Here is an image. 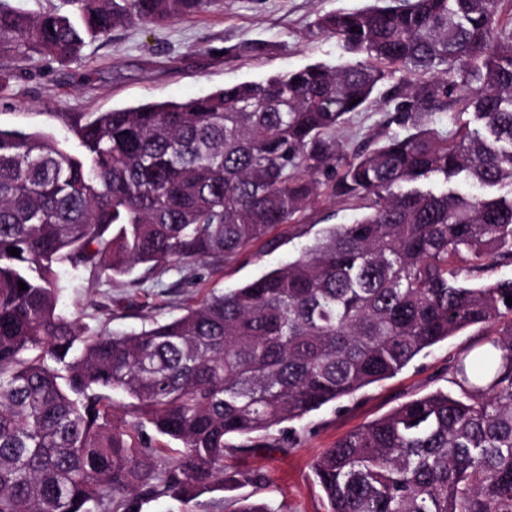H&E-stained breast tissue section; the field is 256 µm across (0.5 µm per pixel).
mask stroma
I'll use <instances>...</instances> for the list:
<instances>
[{
	"instance_id": "obj_1",
	"label": "stroma",
	"mask_w": 512,
	"mask_h": 512,
	"mask_svg": "<svg viewBox=\"0 0 512 512\" xmlns=\"http://www.w3.org/2000/svg\"><path fill=\"white\" fill-rule=\"evenodd\" d=\"M377 2L221 0L205 12L165 26L118 28L110 40L89 44L81 61L38 59L15 67L9 93L0 98V125L62 138L68 133L69 113L203 96L313 63L335 65L346 55L336 39L316 31L315 18ZM245 42L264 43L268 51L259 56H224L225 47ZM390 110L380 99L350 116L341 134L346 156L385 131ZM320 182L319 199L295 221L278 226L217 267L193 263L185 272L171 269L159 275L137 267L129 275L93 286L83 271L57 266L59 306L78 316L88 333L130 331L178 316L203 297L245 285L297 256L324 227L349 224L358 217L354 206L332 196L331 175H322ZM486 334L485 328H469L419 356L395 377L323 406L303 421L281 424L270 431L263 447L226 455L225 467L259 476L256 483L240 488V495L272 503L279 512H327L312 470L316 455L403 402L435 390L458 394L453 367L462 355L481 348ZM230 498V492L215 491L185 501H146L140 512H229Z\"/></svg>"
}]
</instances>
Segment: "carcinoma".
Returning <instances> with one entry per match:
<instances>
[{"mask_svg": "<svg viewBox=\"0 0 512 512\" xmlns=\"http://www.w3.org/2000/svg\"><path fill=\"white\" fill-rule=\"evenodd\" d=\"M63 2L25 14L0 0V59L77 60L120 26L219 0ZM504 3L329 12L315 29L355 59L68 114L64 139L0 126V512H139L144 498L252 483L226 454L477 325L489 337L457 361L460 395L404 402L312 468L328 512H512V276L469 279L486 260L512 266ZM395 72L401 131L345 157L340 130ZM450 106L448 133L431 116ZM326 171L363 213L254 281L139 331L89 334L58 309L56 266L96 285L219 263L314 202ZM149 428L182 449L164 454ZM231 512L278 510L243 497Z\"/></svg>", "mask_w": 512, "mask_h": 512, "instance_id": "1", "label": "carcinoma"}]
</instances>
